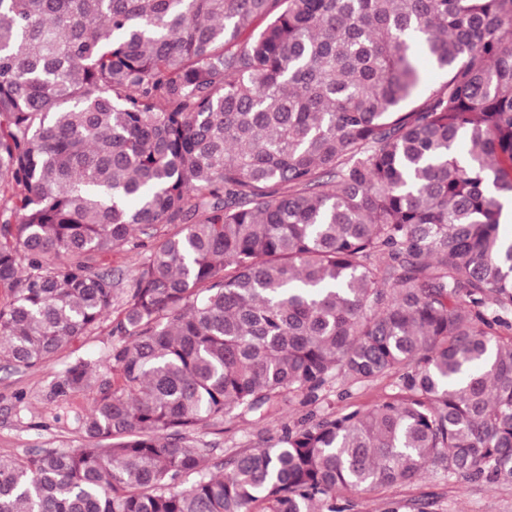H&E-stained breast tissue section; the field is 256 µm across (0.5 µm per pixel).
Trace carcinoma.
Instances as JSON below:
<instances>
[{
	"instance_id": "carcinoma-1",
	"label": "carcinoma",
	"mask_w": 512,
	"mask_h": 512,
	"mask_svg": "<svg viewBox=\"0 0 512 512\" xmlns=\"http://www.w3.org/2000/svg\"><path fill=\"white\" fill-rule=\"evenodd\" d=\"M507 200L512 0H0V360L44 365L118 310L104 370L49 391L92 396L84 443L0 460V512L512 483ZM143 236L127 282L100 265ZM390 376L219 475L190 446ZM398 379L396 377L385 378L381 381L357 386L352 389L350 398L333 397V410L348 412L358 407H368L379 401L387 394L397 391Z\"/></svg>"
}]
</instances>
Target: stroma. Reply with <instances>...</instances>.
Returning <instances> with one entry per match:
<instances>
[{
    "label": "stroma",
    "mask_w": 512,
    "mask_h": 512,
    "mask_svg": "<svg viewBox=\"0 0 512 512\" xmlns=\"http://www.w3.org/2000/svg\"><path fill=\"white\" fill-rule=\"evenodd\" d=\"M112 323L76 338L48 364L24 369L0 363V459L22 458L37 448H74L81 445L80 420L91 408L83 392L48 399L53 380L76 358L104 359L113 341ZM305 407L293 403L271 418L264 428L236 419L223 426L203 425L193 434L198 448L213 446L225 452L256 446L260 437L277 438L282 423L300 418ZM348 512H385L389 501L419 500L426 512H512V484L460 486L432 470L408 486L366 491L348 497Z\"/></svg>",
    "instance_id": "1"
}]
</instances>
